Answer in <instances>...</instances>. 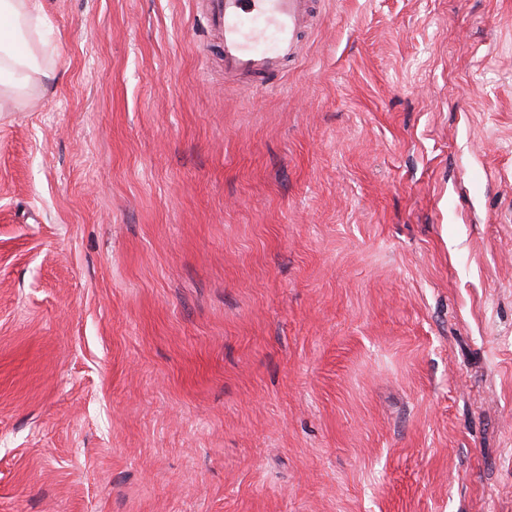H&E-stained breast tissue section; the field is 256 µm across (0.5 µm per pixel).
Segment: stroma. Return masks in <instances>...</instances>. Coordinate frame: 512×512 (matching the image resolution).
I'll return each mask as SVG.
<instances>
[{
    "mask_svg": "<svg viewBox=\"0 0 512 512\" xmlns=\"http://www.w3.org/2000/svg\"><path fill=\"white\" fill-rule=\"evenodd\" d=\"M45 0L0 112V512H512V0ZM206 1V24L221 40L225 75L272 84L299 57L312 0Z\"/></svg>",
    "mask_w": 512,
    "mask_h": 512,
    "instance_id": "stroma-1",
    "label": "stroma"
}]
</instances>
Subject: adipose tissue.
<instances>
[{"mask_svg":"<svg viewBox=\"0 0 512 512\" xmlns=\"http://www.w3.org/2000/svg\"><path fill=\"white\" fill-rule=\"evenodd\" d=\"M45 18L43 0H0V20L7 21L9 33L0 36V112H10L20 103L22 92L33 74L51 81L52 71L40 70L32 51L20 52L15 42L24 40L29 27L40 26Z\"/></svg>","mask_w":512,"mask_h":512,"instance_id":"obj_1","label":"adipose tissue"}]
</instances>
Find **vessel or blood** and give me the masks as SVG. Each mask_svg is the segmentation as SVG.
Instances as JSON below:
<instances>
[{
    "label": "vessel or blood",
    "instance_id": "obj_1",
    "mask_svg": "<svg viewBox=\"0 0 512 512\" xmlns=\"http://www.w3.org/2000/svg\"><path fill=\"white\" fill-rule=\"evenodd\" d=\"M207 2L206 24L222 43L225 74L267 85L298 58L312 0Z\"/></svg>",
    "mask_w": 512,
    "mask_h": 512
}]
</instances>
